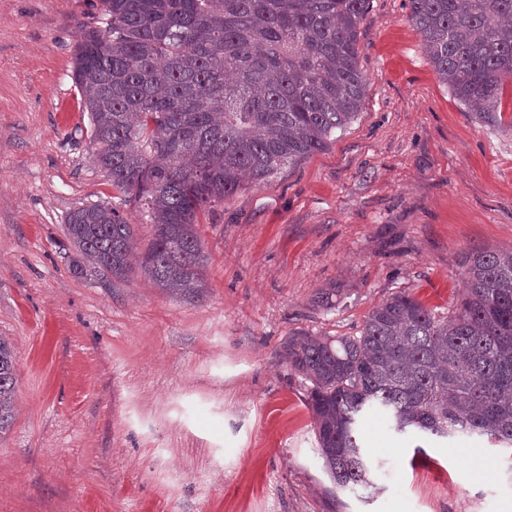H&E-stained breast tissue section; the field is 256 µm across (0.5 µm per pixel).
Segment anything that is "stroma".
I'll list each match as a JSON object with an SVG mask.
<instances>
[{
  "label": "stroma",
  "mask_w": 512,
  "mask_h": 512,
  "mask_svg": "<svg viewBox=\"0 0 512 512\" xmlns=\"http://www.w3.org/2000/svg\"><path fill=\"white\" fill-rule=\"evenodd\" d=\"M407 0H369L360 112L327 149L199 212L203 300L142 272L77 275L68 214L123 196L92 161L73 78L100 0H0V335L16 415L0 512H512V450L359 424L373 485L335 488L288 334L354 336L399 291L452 312L461 255L512 251L505 125L442 83ZM338 289L335 308L316 293ZM423 454H416V447Z\"/></svg>",
  "instance_id": "1"
}]
</instances>
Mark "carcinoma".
<instances>
[{
	"mask_svg": "<svg viewBox=\"0 0 512 512\" xmlns=\"http://www.w3.org/2000/svg\"><path fill=\"white\" fill-rule=\"evenodd\" d=\"M368 0H102L103 28L81 29L74 80L95 164L153 238L109 202L71 211L83 275L140 268L171 295L205 288L198 211L324 150L359 113L358 31ZM425 56L455 99L502 124L512 79V0H408ZM465 293L442 316L400 291L357 336L298 331L282 357L311 383L319 457L336 487L373 485L358 422L423 440L457 434L512 449V251L462 255ZM16 368L0 336V435L13 424Z\"/></svg>",
	"mask_w": 512,
	"mask_h": 512,
	"instance_id": "1",
	"label": "carcinoma"
}]
</instances>
